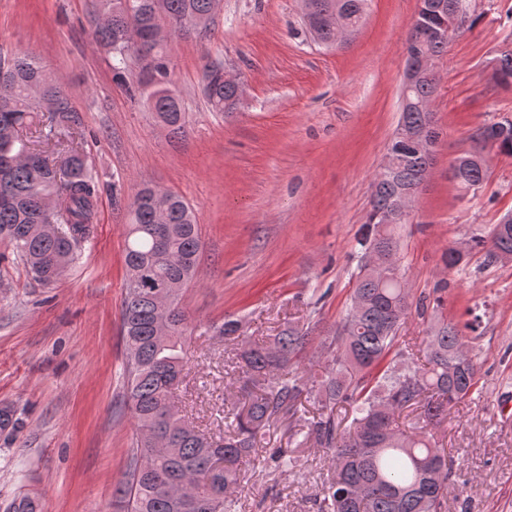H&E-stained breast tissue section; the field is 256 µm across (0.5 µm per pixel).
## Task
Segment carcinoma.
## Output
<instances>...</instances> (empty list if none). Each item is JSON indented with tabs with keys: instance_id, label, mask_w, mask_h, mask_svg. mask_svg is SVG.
<instances>
[{
	"instance_id": "1",
	"label": "carcinoma",
	"mask_w": 512,
	"mask_h": 512,
	"mask_svg": "<svg viewBox=\"0 0 512 512\" xmlns=\"http://www.w3.org/2000/svg\"><path fill=\"white\" fill-rule=\"evenodd\" d=\"M91 0L95 37L110 54L112 71L128 70L130 40L136 34L145 51L139 86L157 118L178 134L185 116L180 96L171 89L165 63L167 45L152 40L158 25L171 35L186 31L194 20L205 30L215 0ZM321 11L339 8L346 24L357 33L367 0H315ZM407 42L439 58L448 40L420 24L410 26ZM205 97L216 112H227L234 88L214 63ZM491 81L512 87V58L492 67ZM437 77L418 82L409 92L413 105L402 110L409 129L434 123L433 113L420 104L433 99ZM55 106V123L40 132L47 145L61 147L53 163L20 136L42 104ZM77 109L63 86L36 55L20 50L0 56V241L45 286L55 284L75 261L81 243L94 232L100 181L81 144L62 146L66 131L79 129ZM500 127L496 153L512 157V119L493 122ZM478 146L469 162L453 177L462 195L480 189L489 168ZM388 172L373 182L368 227L359 239L355 285L351 302L330 340L321 342L327 364L319 372L299 370L298 358L312 340L314 327L289 326L275 336L251 341L241 322L226 319L220 338L239 345L238 359L245 374L247 399L234 414V425L213 438L196 430L180 414L174 390L186 366L187 318L181 307L182 288L199 277L201 235L192 207L179 195L142 185L130 203L125 237V282L122 303L126 398L135 434L128 449L124 480L115 494L121 512H236V493L243 464L277 468L298 467L299 459L282 451L257 447L274 421L291 415L295 447L324 448L334 464L332 476L318 498V512H446L448 480L453 463L432 443L426 427L444 422L448 410L473 394L479 367L469 355L466 337L456 325L443 322L423 338L425 364L415 353L396 347L398 335L414 304L398 265L394 224L387 213L396 188L418 193L434 157L418 152L408 141L388 148ZM68 176H58L57 169ZM55 224L60 235L42 232ZM477 253L483 264L512 262V222L493 225L487 235H474L464 249L450 247L442 256L448 269L469 263ZM166 282L179 289L167 307L170 334L158 332L156 290ZM424 310L425 301L415 304ZM316 406L307 418L305 404ZM351 417L348 426L338 409ZM412 410L411 430L399 427V413ZM23 419L11 407L0 408V434L17 435ZM224 453V470L212 457ZM5 512H41V500L29 494L14 499Z\"/></svg>"
}]
</instances>
